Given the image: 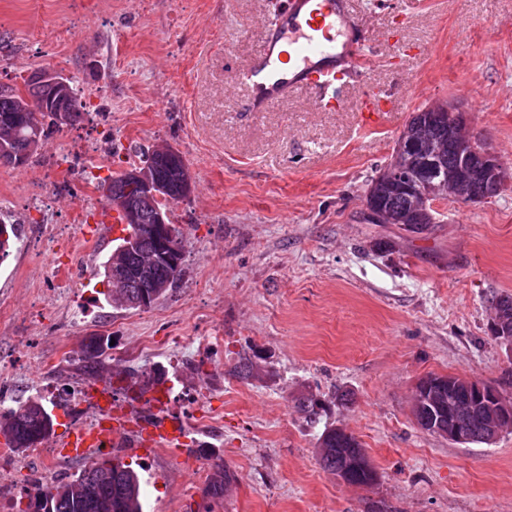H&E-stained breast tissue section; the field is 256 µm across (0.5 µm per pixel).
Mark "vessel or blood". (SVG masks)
I'll list each match as a JSON object with an SVG mask.
<instances>
[{
    "mask_svg": "<svg viewBox=\"0 0 512 512\" xmlns=\"http://www.w3.org/2000/svg\"><path fill=\"white\" fill-rule=\"evenodd\" d=\"M367 16L358 15L351 0H282L281 8L266 26L263 44L252 60L236 74L245 88L246 109L263 112L301 89L312 90L323 111L335 109L351 86L359 94L353 102L364 127H377L392 100L378 90L370 71L378 60L367 37ZM86 397L100 416L92 427L70 428L59 441L60 454L70 461L89 460L93 450H104L118 439L151 451L182 447L184 424L170 412L168 385L151 388L146 397L153 415L144 419L122 402L111 378L88 385Z\"/></svg>",
    "mask_w": 512,
    "mask_h": 512,
    "instance_id": "obj_1",
    "label": "vessel or blood"
}]
</instances>
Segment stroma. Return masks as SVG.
I'll use <instances>...</instances> for the list:
<instances>
[{
    "label": "stroma",
    "instance_id": "35a3bbf8",
    "mask_svg": "<svg viewBox=\"0 0 512 512\" xmlns=\"http://www.w3.org/2000/svg\"><path fill=\"white\" fill-rule=\"evenodd\" d=\"M279 0H0V83L60 67L96 109L54 134L101 146L96 181L51 185L47 171L7 169L0 217L18 247L0 263V385L45 398L53 435L93 415L80 400L81 343L114 338L111 366L173 384L185 449L142 456L143 512H204L208 449L234 472L215 512H512V431L490 445L420 429L412 389L428 374H462L512 389V359L490 331L493 298L512 296V181L495 197L436 206L425 234L364 220V195L413 112L461 103L473 133L512 166V0H356L374 10L381 59L373 80L396 102L375 133L349 107L324 112L302 89L265 112L244 109L234 74L257 53ZM65 56L57 65V56ZM180 151L194 189L170 218L184 234L185 275L147 310L109 305L101 264L122 237L109 222L76 223L86 201L109 209L98 181L129 167L134 147ZM52 188L56 248L84 276L51 291L52 267L24 202ZM209 349H199L201 341ZM250 359L255 373L234 368ZM198 394L190 402L189 394ZM320 400L316 420L300 398ZM342 425L380 478L339 482L320 461L324 428ZM0 498L20 512L33 481L80 463L7 448Z\"/></svg>",
    "mask_w": 512,
    "mask_h": 512
}]
</instances>
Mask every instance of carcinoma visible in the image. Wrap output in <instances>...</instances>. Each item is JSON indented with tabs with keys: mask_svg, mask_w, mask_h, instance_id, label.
Listing matches in <instances>:
<instances>
[{
	"mask_svg": "<svg viewBox=\"0 0 512 512\" xmlns=\"http://www.w3.org/2000/svg\"><path fill=\"white\" fill-rule=\"evenodd\" d=\"M82 94L76 88L64 104H59L49 89L0 84V141L8 146L0 152V166L16 169L27 167L38 147L34 142L47 141L54 133L82 120ZM64 107L68 122L56 120L57 108ZM428 136L429 141L441 145V154L434 166L429 167L424 156L412 148L399 154L397 166L407 172L421 171L428 180L437 183L461 162L457 142L448 136V124L437 112L425 108L413 113L399 139L415 138L416 128ZM140 163L149 167L154 183L168 189L170 202H179L190 195L184 186L187 164L183 156L170 148L166 151L149 149L142 153ZM103 197L119 212L130 209L138 217L137 246L127 254L121 265L122 286L110 289L109 304L125 309L146 310L164 298L167 290L180 279L184 263V243L180 230L171 225L166 231L155 224V200L139 189H127L124 172L112 174L110 181L101 185ZM369 202L405 225L413 234L429 232L436 223V212H420L412 193L399 190L384 180H370ZM502 184L478 177L465 184V191L473 201L498 195ZM14 225L0 220V262L10 254ZM107 358L106 350L92 335L81 348L82 368L85 376L95 377ZM460 412L455 423L472 444L490 443L483 418L470 412L465 393L455 394ZM52 418L37 399H28L0 413V436L7 444L28 450L37 447L52 432ZM320 459L332 474L347 465L361 462L366 451L359 440L346 428H326L319 438ZM232 474L223 465L214 466L205 493L218 502L224 498V486L231 483ZM28 503L22 512H143L141 480L139 474L114 455L94 459L80 472L66 480L41 483L27 493Z\"/></svg>",
	"mask_w": 512,
	"mask_h": 512,
	"instance_id": "carcinoma-1",
	"label": "carcinoma"
}]
</instances>
